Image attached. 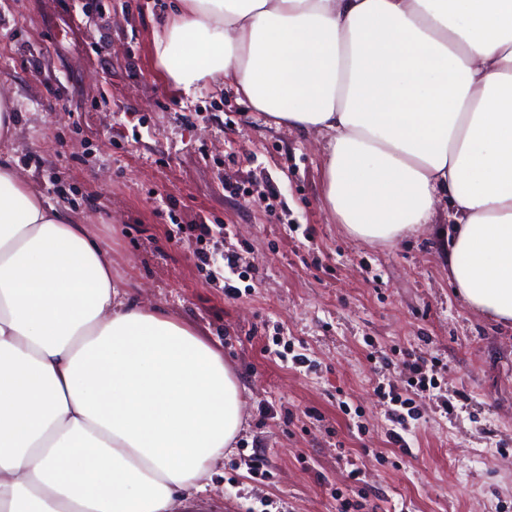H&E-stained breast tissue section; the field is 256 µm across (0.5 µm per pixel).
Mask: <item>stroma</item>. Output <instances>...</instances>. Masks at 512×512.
Wrapping results in <instances>:
<instances>
[{
  "label": "stroma",
  "instance_id": "1",
  "mask_svg": "<svg viewBox=\"0 0 512 512\" xmlns=\"http://www.w3.org/2000/svg\"><path fill=\"white\" fill-rule=\"evenodd\" d=\"M171 11L0 0L17 113L0 155L88 225L121 291L223 354L244 421L200 512H512V326L456 295L433 233L345 234L323 205L326 135L275 126L231 84L167 80L152 40ZM201 223L224 238L199 242ZM203 248L238 255L236 297ZM410 358L435 363L436 387L407 389ZM381 385L420 415L409 453L387 441Z\"/></svg>",
  "mask_w": 512,
  "mask_h": 512
}]
</instances>
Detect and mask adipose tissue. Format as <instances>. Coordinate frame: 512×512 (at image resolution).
<instances>
[{"mask_svg": "<svg viewBox=\"0 0 512 512\" xmlns=\"http://www.w3.org/2000/svg\"><path fill=\"white\" fill-rule=\"evenodd\" d=\"M183 89L232 82L329 135L323 204L439 240L463 302L512 322V0H175L153 39ZM243 422L223 356L127 301L106 252L0 161V512H191Z\"/></svg>", "mask_w": 512, "mask_h": 512, "instance_id": "ef3b65f1", "label": "adipose tissue"}]
</instances>
